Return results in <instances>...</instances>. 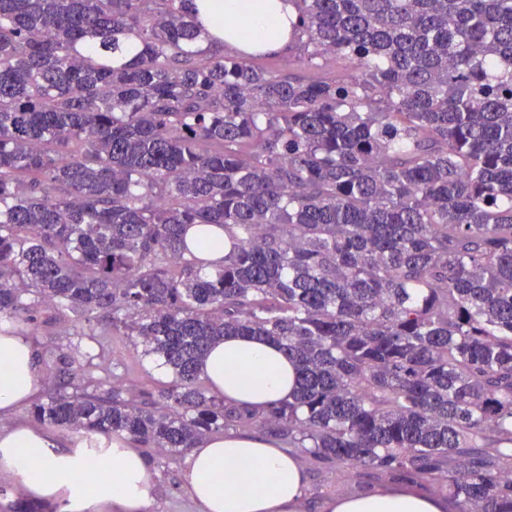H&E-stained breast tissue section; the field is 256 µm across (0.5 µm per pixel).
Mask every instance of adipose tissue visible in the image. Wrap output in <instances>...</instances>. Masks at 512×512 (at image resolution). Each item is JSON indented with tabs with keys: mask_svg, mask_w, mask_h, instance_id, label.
Here are the masks:
<instances>
[{
	"mask_svg": "<svg viewBox=\"0 0 512 512\" xmlns=\"http://www.w3.org/2000/svg\"><path fill=\"white\" fill-rule=\"evenodd\" d=\"M206 28L241 52L288 45L284 0H196ZM200 374L236 405L266 410L295 388V370L280 347L259 336H228L211 346ZM41 366L32 343L0 336V415L11 416L38 390ZM96 486L82 484L88 454L53 432L13 425L0 429V477L15 480L35 504L57 512H149L153 483L147 459L122 437L101 446ZM182 479L200 512H301L308 474L298 458L259 434H213L185 458ZM324 512H448L446 500L401 484L330 500Z\"/></svg>",
	"mask_w": 512,
	"mask_h": 512,
	"instance_id": "1",
	"label": "adipose tissue"
}]
</instances>
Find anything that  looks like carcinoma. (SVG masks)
Instances as JSON below:
<instances>
[{
    "label": "carcinoma",
    "mask_w": 512,
    "mask_h": 512,
    "mask_svg": "<svg viewBox=\"0 0 512 512\" xmlns=\"http://www.w3.org/2000/svg\"><path fill=\"white\" fill-rule=\"evenodd\" d=\"M288 3V47L351 73L264 70L193 0H0V336L98 347L48 350L32 415L166 455L256 427L512 512V0ZM113 334L171 380L125 387ZM226 336L295 393L208 392ZM211 389L236 405L268 410L288 399L295 370L280 347L259 336H226L200 365Z\"/></svg>",
    "instance_id": "obj_1"
}]
</instances>
